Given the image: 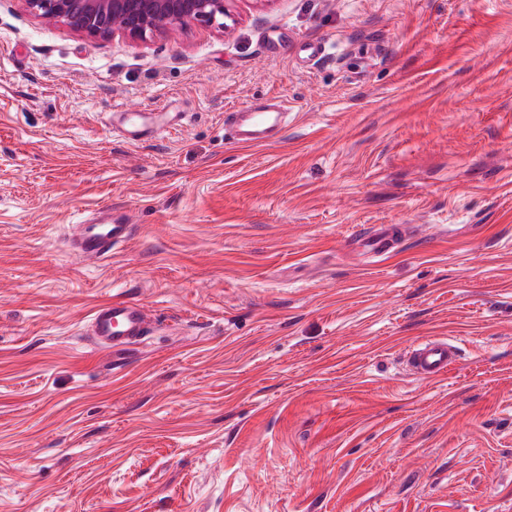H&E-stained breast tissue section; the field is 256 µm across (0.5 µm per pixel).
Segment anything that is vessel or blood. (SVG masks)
<instances>
[{
	"instance_id": "vessel-or-blood-1",
	"label": "vessel or blood",
	"mask_w": 512,
	"mask_h": 512,
	"mask_svg": "<svg viewBox=\"0 0 512 512\" xmlns=\"http://www.w3.org/2000/svg\"><path fill=\"white\" fill-rule=\"evenodd\" d=\"M112 129L125 140H145L163 127L158 117L147 112H114L109 116ZM288 127L287 112L283 104L269 103L224 115V128L236 144L254 146L279 142ZM126 222L96 223L84 220L71 228L70 247L77 257L96 262L111 256L130 235ZM394 243V233L380 226L372 234L359 239L358 244L367 251L388 252ZM149 318L141 304L115 299L99 304L90 318L91 334L96 341L112 350H121L146 334ZM456 358V348L445 339L427 340L412 347L408 353L411 371L422 378L434 379L447 372Z\"/></svg>"
}]
</instances>
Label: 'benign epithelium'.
Wrapping results in <instances>:
<instances>
[{"label":"benign epithelium","mask_w":512,"mask_h":512,"mask_svg":"<svg viewBox=\"0 0 512 512\" xmlns=\"http://www.w3.org/2000/svg\"><path fill=\"white\" fill-rule=\"evenodd\" d=\"M32 17L61 24L97 39L122 35L144 40L191 22L227 29L229 4L235 0H19Z\"/></svg>","instance_id":"7a95c632"}]
</instances>
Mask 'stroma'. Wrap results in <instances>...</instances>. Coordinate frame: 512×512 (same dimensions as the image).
<instances>
[{"instance_id": "1", "label": "stroma", "mask_w": 512, "mask_h": 512, "mask_svg": "<svg viewBox=\"0 0 512 512\" xmlns=\"http://www.w3.org/2000/svg\"><path fill=\"white\" fill-rule=\"evenodd\" d=\"M233 13L101 40L0 0V512H512V0ZM270 97L280 142L225 137ZM107 205L129 242L70 256ZM115 297L151 331L114 354ZM112 130L121 133L129 142H140L163 129L167 123L159 121L158 116L147 112H112L109 116ZM364 238H356L355 243L367 251L387 253L394 243V232L385 225H381L372 234H360ZM149 318L144 307L125 299L99 304L90 318L91 335L113 351L124 349L144 336ZM456 348L447 339L426 340L408 352V365L417 376L434 379L447 372L455 361Z\"/></svg>"}]
</instances>
